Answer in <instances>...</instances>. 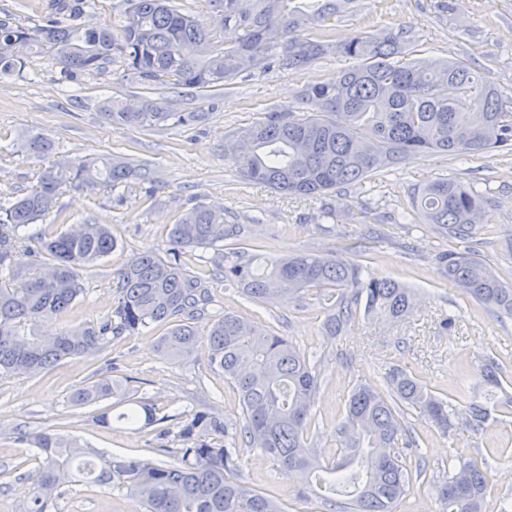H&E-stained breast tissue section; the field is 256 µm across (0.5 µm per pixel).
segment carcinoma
<instances>
[{"label": "carcinoma", "instance_id": "carcinoma-1", "mask_svg": "<svg viewBox=\"0 0 512 512\" xmlns=\"http://www.w3.org/2000/svg\"><path fill=\"white\" fill-rule=\"evenodd\" d=\"M208 2L205 20L183 12L173 0H126L113 25L81 22L87 10L96 8L95 0H52L43 24L33 27L9 14L0 16V75L24 71L23 57L13 53L16 44L50 54L60 67L61 84L80 75H103L118 60L132 81L197 92L225 87L243 72L265 70L274 57L291 71L330 53L353 57V68L301 91L299 99L313 107L312 113L269 112L225 147V157L241 162L247 181L299 197L317 199L338 187L358 185L421 155L466 156L512 148V99L503 98L468 61L420 67L412 59L414 41L401 29L336 38V17L352 8L354 0ZM229 26L240 35L225 46L216 38ZM98 109L114 124L133 126L205 117L203 112H173L161 98L135 106L107 97ZM24 149L41 161L54 153L55 144L36 135L25 140ZM133 184L147 201L160 189L157 172L147 162L63 156L42 168L31 190L0 197V374H37L66 359L88 358L153 324L166 327L159 339L161 356L180 362L194 353L201 338L195 321L204 319L210 364L237 391L249 447L263 451L282 475L301 473L314 482L326 512H396L412 472L394 448L416 446L405 411H419L446 435L455 426L452 403L404 371L389 373L384 390L362 385L346 401L336 426V459L323 462L308 432L317 363L284 336L234 314L211 312L209 280L216 272L258 303L313 292L326 313L324 333L331 338L354 318L362 299L365 311L392 318L409 310L410 289L364 272L340 252L300 251L271 259L229 251L212 261L214 270L192 273L187 254L243 232L242 225L228 223L224 210L199 202L171 226L166 256L145 250L119 269L105 321L72 326L51 337L34 333L39 318L69 311L85 293L84 271L112 253L116 240L107 224L86 222L60 232L47 224L40 232L41 250L35 252L27 245V227L58 211L67 188L102 191L121 201ZM483 202L470 185L442 176L418 190L411 207L448 237L464 238L479 228ZM21 252L33 257L38 276L21 280L14 263ZM436 257L450 285L512 317V286L485 261L449 250ZM484 381L502 389L497 363L486 365ZM125 396L121 380H97L76 386L70 402L80 407ZM487 416L484 404L471 403L469 427L479 430ZM169 420L142 401L117 417L128 428L141 422L156 425L161 437L171 433L164 426ZM222 432L224 422L217 415H195L176 433L180 447L161 449L173 456L165 465L120 456L97 459L69 435L37 432L31 440L42 462L18 477L26 489L23 512H48L54 492L75 473L92 483L126 489L144 512H283L276 500L241 481L236 444L203 439L206 433ZM494 454L456 452L448 458V477L440 490L448 512H482L488 457ZM342 486L350 488L346 506L336 497Z\"/></svg>", "mask_w": 512, "mask_h": 512}]
</instances>
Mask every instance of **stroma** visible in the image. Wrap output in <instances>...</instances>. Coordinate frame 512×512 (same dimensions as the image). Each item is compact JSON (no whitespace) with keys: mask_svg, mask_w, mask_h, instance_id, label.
Wrapping results in <instances>:
<instances>
[{"mask_svg":"<svg viewBox=\"0 0 512 512\" xmlns=\"http://www.w3.org/2000/svg\"><path fill=\"white\" fill-rule=\"evenodd\" d=\"M356 0L342 13L336 34L404 29L419 43L421 60L463 58L512 98V0ZM20 75L0 77V196L30 190L39 161L27 158L23 140L34 134L51 138L59 155H107L155 165L164 184L155 203L132 188L124 201L107 194L64 191L55 229L66 230L88 219L112 227L116 249L85 273L87 294L70 311L38 322V334H54L70 325H95L112 308L115 272L134 254L149 249L166 254L168 232L182 210L197 201L223 208L229 222L244 227L241 247L279 256L291 252L324 253L347 247V255L375 274L406 284L413 304L399 319L357 312L336 338L325 336L323 309L306 294L274 305L247 300L236 286L211 283L214 312L233 313L267 326L299 349L321 360L319 389L311 426L324 459L336 453L334 427L352 389L380 388L391 368L418 376L434 394L451 399L457 412L483 397L482 371L497 362L507 377L503 392L512 397V317L473 301L449 285L435 259L437 250L473 249L504 282L512 284V153L494 150L456 160L442 154L419 156L359 185L340 188L325 200L282 196L244 180L224 157L227 136L260 120L269 111L298 105L300 90L351 67L352 58L328 54L299 71L271 66L240 74L215 94L181 88L154 90L126 79L120 63L102 76L86 75L69 86L58 82L59 67L45 54L26 55ZM80 98V105L69 102ZM112 96L127 102L167 98L178 112H202L200 122L172 121L144 126L106 122L98 103ZM448 175L474 186L487 200L485 223L469 239H451L421 219L396 224L393 214L409 209L410 196L427 181ZM375 203L363 216L366 203ZM332 218H321V208ZM455 315L452 330L441 320ZM163 327L150 326L95 358H75L33 376H0V512H22L23 488L14 468L33 470L40 451L20 431L52 429L76 437L104 455L168 462L174 437L162 438L156 426L136 430L115 422L111 400L72 407L71 391L80 382L118 375L128 380L131 398L153 404L157 414L206 411L224 421L226 437H240L243 416L238 395L221 371L210 364L207 342L193 356L172 363L157 350ZM419 447L406 460L417 472L397 512H446L438 487L448 475V453L459 448L476 454L500 449L490 473L483 512H497L500 498L512 494V415L491 412L482 430L457 425L449 435L430 427L417 412H406ZM241 476L263 494L280 500L285 512H325L316 492L280 475L259 449L239 445ZM52 512H140L125 489L69 482L60 489Z\"/></svg>","mask_w":512,"mask_h":512,"instance_id":"obj_1","label":"stroma"}]
</instances>
